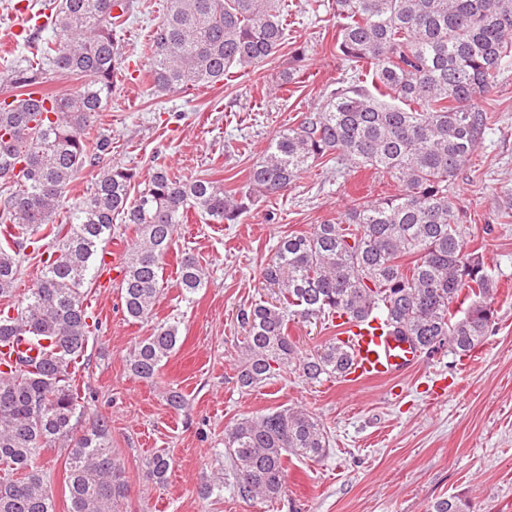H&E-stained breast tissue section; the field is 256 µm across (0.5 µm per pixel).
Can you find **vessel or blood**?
<instances>
[{
    "label": "vessel or blood",
    "instance_id": "obj_1",
    "mask_svg": "<svg viewBox=\"0 0 512 512\" xmlns=\"http://www.w3.org/2000/svg\"><path fill=\"white\" fill-rule=\"evenodd\" d=\"M344 339L352 356L347 377L355 382L394 379L418 363L417 355L407 343L389 336L374 320L350 326Z\"/></svg>",
    "mask_w": 512,
    "mask_h": 512
}]
</instances>
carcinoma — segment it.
Instances as JSON below:
<instances>
[{
	"label": "carcinoma",
	"instance_id": "obj_1",
	"mask_svg": "<svg viewBox=\"0 0 512 512\" xmlns=\"http://www.w3.org/2000/svg\"><path fill=\"white\" fill-rule=\"evenodd\" d=\"M133 0H53L45 25L54 37L36 59L14 63L16 93L0 99V344L23 341L38 356L0 354V512H56L43 448L66 451L69 512H124L125 468L112 451V425H82L85 406L71 367L84 355L96 323L85 305L94 262L113 221L136 239L122 261L121 309L137 322L154 318L166 257L177 225L193 208L215 224H236L260 197L280 196L331 155L350 171L372 170L397 184L384 198L363 199L310 231L279 240L263 265L276 302L241 313L245 335L237 383L254 388L299 361L306 379L346 375L351 357L338 337L298 359L288 336L294 308L323 313L344 328L377 317L389 333L428 355L444 348L468 357L495 322L499 288L460 221L451 185L490 125L479 104L501 69L512 64V0H335L336 48L352 71L318 108L270 141L244 185L187 179L154 167L145 187L134 167L109 164L112 138L90 137L112 97L121 68L115 44ZM286 0H168L149 36L148 77L159 96L214 85L232 70L273 61L287 46ZM83 78L70 93L43 89L49 72ZM96 170L86 193L68 198L81 170ZM66 224L52 223L59 212ZM47 257L34 281L18 288L26 250ZM185 298L208 287L199 260L176 269ZM177 323L158 320L135 343L125 366L154 378L173 352ZM330 439L304 408L244 416L224 431V448L240 497L273 502L286 490L285 459L318 460ZM150 475L162 484L169 454H154ZM431 512H466L455 497Z\"/></svg>",
	"mask_w": 512,
	"mask_h": 512
}]
</instances>
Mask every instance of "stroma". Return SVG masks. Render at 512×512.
I'll list each match as a JSON object with an SVG mask.
<instances>
[{"label":"stroma","instance_id":"1","mask_svg":"<svg viewBox=\"0 0 512 512\" xmlns=\"http://www.w3.org/2000/svg\"><path fill=\"white\" fill-rule=\"evenodd\" d=\"M0 0V98L11 93L12 64L27 53L17 41L20 16ZM288 0V47L305 51L296 81L280 85L285 68L274 60L222 83L156 96L142 79L117 78L94 133L112 139V159L137 168L143 189L154 165L184 177L222 171L241 186L272 138L325 101L350 72L329 45L336 33L334 0ZM167 0H135L117 36L123 65H148L145 45L162 21ZM495 109L481 147L458 174L454 190L466 210L469 248L482 256L499 288L494 331L471 362L448 350L423 356L418 369L387 382L306 380L290 366L250 390L236 381L240 314L271 300L261 269L277 242L335 217L353 199L394 194L396 185L372 171L340 172L323 160L284 196L260 200L235 224H215L189 210L166 259L157 319L179 324L175 352L157 377L128 372L124 356L148 336L149 323L127 321L118 288L87 297L99 321L74 378L87 419L112 421V449L125 467L126 512H428L448 495L470 512H512V66L486 95ZM199 258L207 288L184 298L176 266L182 254ZM288 333L301 355L316 353L336 335L334 323L298 317ZM186 405L171 408L167 390ZM302 407L325 426L331 447L317 461L288 462L287 490L273 503L246 500L221 477L224 431L237 419L283 407ZM173 459L165 487L149 475L157 452Z\"/></svg>","mask_w":512,"mask_h":512}]
</instances>
